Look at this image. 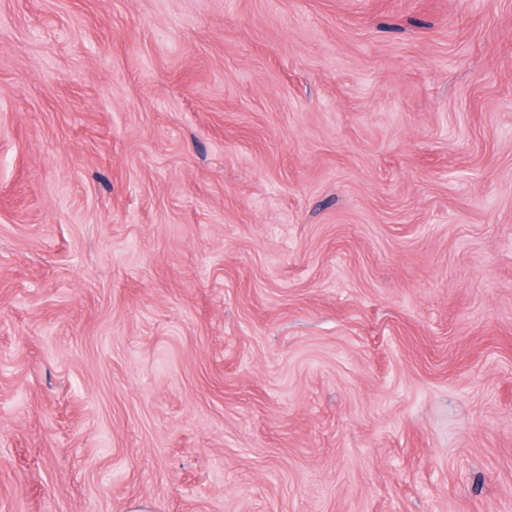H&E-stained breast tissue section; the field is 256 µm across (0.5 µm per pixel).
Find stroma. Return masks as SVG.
I'll use <instances>...</instances> for the list:
<instances>
[{
    "instance_id": "obj_1",
    "label": "stroma",
    "mask_w": 512,
    "mask_h": 512,
    "mask_svg": "<svg viewBox=\"0 0 512 512\" xmlns=\"http://www.w3.org/2000/svg\"><path fill=\"white\" fill-rule=\"evenodd\" d=\"M512 512V0H0V512Z\"/></svg>"
}]
</instances>
